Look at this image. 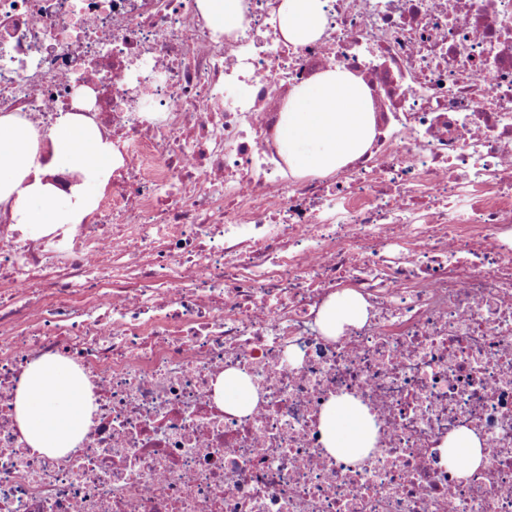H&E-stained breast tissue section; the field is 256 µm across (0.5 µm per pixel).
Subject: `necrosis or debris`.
Returning <instances> with one entry per match:
<instances>
[{
    "instance_id": "necrosis-or-debris-1",
    "label": "necrosis or debris",
    "mask_w": 512,
    "mask_h": 512,
    "mask_svg": "<svg viewBox=\"0 0 512 512\" xmlns=\"http://www.w3.org/2000/svg\"><path fill=\"white\" fill-rule=\"evenodd\" d=\"M245 3L217 38L197 0H0V114L90 118L123 158L83 223L0 212V512H512V0H329L299 46ZM337 66L375 136L294 177L280 114ZM345 288L367 315L331 338ZM49 355L90 383L62 457L14 418ZM231 369L249 414L214 401ZM344 394L375 422L358 463L319 428ZM464 430L475 469L442 456ZM366 303L352 290L336 292L319 313L321 329L336 337L347 327L358 325L366 317ZM448 448H452L453 454L458 458L463 457L469 461L471 468H477L483 458L482 441L472 432L458 433L443 445L442 451L448 460Z\"/></svg>"
}]
</instances>
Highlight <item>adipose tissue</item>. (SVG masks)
Masks as SVG:
<instances>
[{"label":"adipose tissue","mask_w":512,"mask_h":512,"mask_svg":"<svg viewBox=\"0 0 512 512\" xmlns=\"http://www.w3.org/2000/svg\"><path fill=\"white\" fill-rule=\"evenodd\" d=\"M326 0H282L278 26L288 43L319 39L328 25ZM214 35L235 33L245 26L244 0H198ZM375 135L370 93L362 80L336 67L323 71L290 93L278 126L280 149L293 175L330 176L359 158ZM41 155L38 136L14 115L0 116V205L10 221L26 233L53 231L61 224H80L106 191L120 155L98 128L70 112L59 113ZM71 172L80 178L70 191L60 190L53 174ZM367 314L354 291L335 293L319 313L329 336L358 325ZM88 381L71 363L42 357L25 369L18 385L15 417L28 446L49 456H62L81 440L90 424ZM215 401L225 411L245 415L257 401L250 382L226 371L215 385ZM327 454L354 462L373 449L376 429L368 408L344 395L320 412Z\"/></svg>","instance_id":"adipose-tissue-1"}]
</instances>
